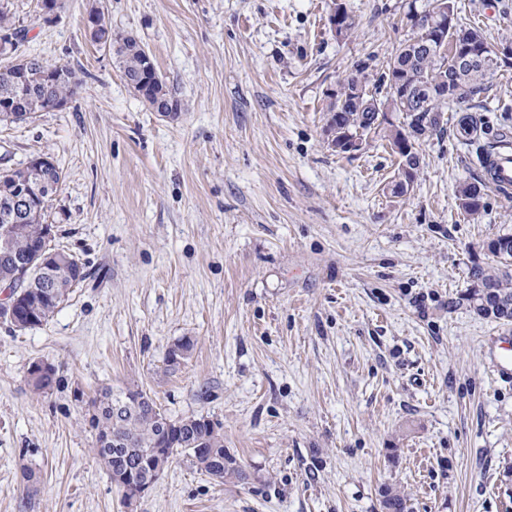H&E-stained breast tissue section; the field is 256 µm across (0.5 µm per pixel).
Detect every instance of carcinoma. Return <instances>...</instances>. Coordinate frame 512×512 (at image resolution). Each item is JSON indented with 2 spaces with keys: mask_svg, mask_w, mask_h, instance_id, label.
<instances>
[{
  "mask_svg": "<svg viewBox=\"0 0 512 512\" xmlns=\"http://www.w3.org/2000/svg\"><path fill=\"white\" fill-rule=\"evenodd\" d=\"M94 24L98 32L107 36L108 48L118 64L128 85L148 104L158 111L156 102L160 96H168L174 102L172 111L179 108V100L166 82L159 76L145 47L133 36L112 34V26L100 7H93ZM425 15L444 16L448 26L440 29L439 38L432 40L423 32L402 43L387 64L381 76L386 88L383 97L369 88L353 96L341 93L328 97L327 112L336 113L339 126L357 136L350 142L351 149L360 150L356 142H364L372 133L382 135L393 152L399 157L398 175L402 179L391 186L397 197L407 194L419 167V156L413 151L409 136L414 133L439 134V114L435 110L450 104L472 101L485 93L488 74L476 70L459 78L443 95L441 78L453 77L450 66V47L455 36H466L468 44L477 52H488L490 45L482 32L466 27L455 18L454 0H427ZM49 64L36 57L22 58L0 69V100L11 99L21 103L19 112L35 114L57 108L61 99H71L78 88L75 72L63 65L57 70L58 78L49 82L44 72ZM390 112H403L408 129L394 124ZM460 136L471 144L484 138L485 129L480 119L471 113L463 114L458 121ZM28 176V168L5 170L0 173V216L8 209L22 214V206L13 204V184ZM461 208L469 215H476L482 208V193L474 183H465L458 190ZM47 212H31L22 222V229L9 230L8 250L0 251V281L10 279L18 264L37 253L47 256L45 267L20 289L13 314L26 328L48 322L65 301L69 290L86 277L84 265L73 255L52 246L44 237ZM501 244L502 253H493L498 259L497 271L489 273L475 264L470 269L474 287L469 289L467 300L473 309L489 315L483 306L482 287H490L500 297L512 319V235L495 239ZM193 343L189 338L177 342L168 352L169 362L179 363L186 358ZM58 382L57 369L51 367L28 379V384L38 393L50 391ZM85 420L94 432V451L102 468L115 483L140 484L155 482L160 474L153 473L151 461L158 456L170 462L173 456L185 453L192 458L198 470L221 480L230 479L246 484L251 479L236 458L224 452V433L212 421L203 417H186L173 420L158 407L155 400L141 390L114 393L102 390L90 402ZM383 512H409L404 496L390 490L384 492Z\"/></svg>",
  "mask_w": 512,
  "mask_h": 512,
  "instance_id": "obj_1",
  "label": "carcinoma"
}]
</instances>
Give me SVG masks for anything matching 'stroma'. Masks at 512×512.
<instances>
[{
	"label": "stroma",
	"instance_id": "stroma-1",
	"mask_svg": "<svg viewBox=\"0 0 512 512\" xmlns=\"http://www.w3.org/2000/svg\"><path fill=\"white\" fill-rule=\"evenodd\" d=\"M9 0L19 54L79 79L65 108L0 123V170L53 158L62 187L54 242L85 264L54 317L24 331L0 319V512H125L84 422L95 391L147 392L170 418L221 425L248 484L174 456L135 512H382L392 488L411 512H512V383L490 370L512 322L477 315L473 264L496 265L512 193L487 186L456 133L413 139L409 194L379 139L339 153L326 92L359 62L378 84L412 37L408 3L342 0ZM132 35L179 101L152 111L85 32L91 7ZM461 24L512 41V0H455ZM471 111L512 130V61ZM483 207L459 205L463 183ZM193 349L167 360L182 338ZM57 368L38 394L31 362ZM38 475L24 488L21 467ZM475 183H465L458 190L461 208L468 215H476L482 208V193L478 191Z\"/></svg>",
	"mask_w": 512,
	"mask_h": 512
}]
</instances>
